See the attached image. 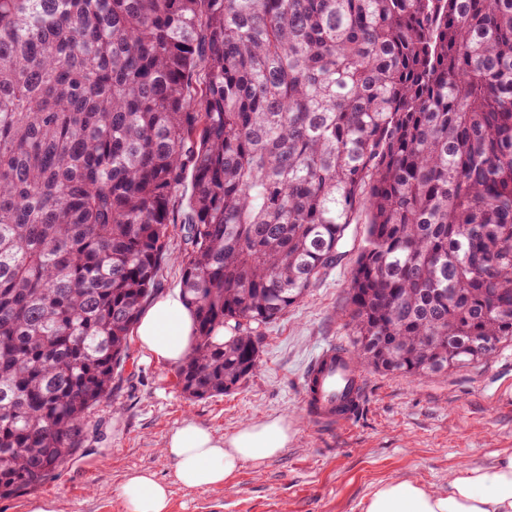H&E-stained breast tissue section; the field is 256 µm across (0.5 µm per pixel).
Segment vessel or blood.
<instances>
[{
  "mask_svg": "<svg viewBox=\"0 0 512 512\" xmlns=\"http://www.w3.org/2000/svg\"><path fill=\"white\" fill-rule=\"evenodd\" d=\"M363 395L364 380L349 353L332 342L319 351L304 375L301 405L312 424L333 429L351 420Z\"/></svg>",
  "mask_w": 512,
  "mask_h": 512,
  "instance_id": "obj_1",
  "label": "vessel or blood"
}]
</instances>
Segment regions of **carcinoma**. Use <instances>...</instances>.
<instances>
[{
	"label": "carcinoma",
	"instance_id": "1",
	"mask_svg": "<svg viewBox=\"0 0 512 512\" xmlns=\"http://www.w3.org/2000/svg\"><path fill=\"white\" fill-rule=\"evenodd\" d=\"M188 397L339 263L350 356L402 377L512 340V0H0V497L80 450L174 203ZM191 194V174L188 173L185 183L180 188L178 198L174 206V218L177 224H171L168 241V249L172 254H177L182 248V233L179 222L187 210L188 199ZM178 219V221H177Z\"/></svg>",
	"mask_w": 512,
	"mask_h": 512
}]
</instances>
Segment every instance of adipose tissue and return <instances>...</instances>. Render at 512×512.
<instances>
[{
    "label": "adipose tissue",
    "instance_id": "adipose-tissue-1",
    "mask_svg": "<svg viewBox=\"0 0 512 512\" xmlns=\"http://www.w3.org/2000/svg\"><path fill=\"white\" fill-rule=\"evenodd\" d=\"M192 312L182 294L166 293L142 312L135 335L154 358L175 364L191 347ZM288 423L266 417L250 421L229 437L187 420L167 437L165 448L175 461V483L187 489L224 488L243 463L256 465L283 452ZM170 483L149 471L129 472L118 492L127 512H169ZM362 512H512V454L487 467L452 473L444 490L411 480L379 484L362 503Z\"/></svg>",
    "mask_w": 512,
    "mask_h": 512
}]
</instances>
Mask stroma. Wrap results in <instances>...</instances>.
<instances>
[{"label": "stroma", "instance_id": "stroma-1", "mask_svg": "<svg viewBox=\"0 0 512 512\" xmlns=\"http://www.w3.org/2000/svg\"><path fill=\"white\" fill-rule=\"evenodd\" d=\"M363 244V225H350L342 260L263 328L259 367L232 393L187 398L175 365L131 346L123 381L91 412L79 454L41 487L0 498V512H27L30 500L46 497L58 501L60 512H125L117 493L123 477L146 468L172 482L170 512H361L380 482L408 478L444 488L453 471L512 453V340L445 373L405 378L364 370L366 397L348 425L328 431L309 423L300 387L310 361L327 343L353 346L345 314ZM263 416L288 423L280 455L243 464L219 490L174 484L164 445L183 421L228 436Z\"/></svg>", "mask_w": 512, "mask_h": 512}]
</instances>
